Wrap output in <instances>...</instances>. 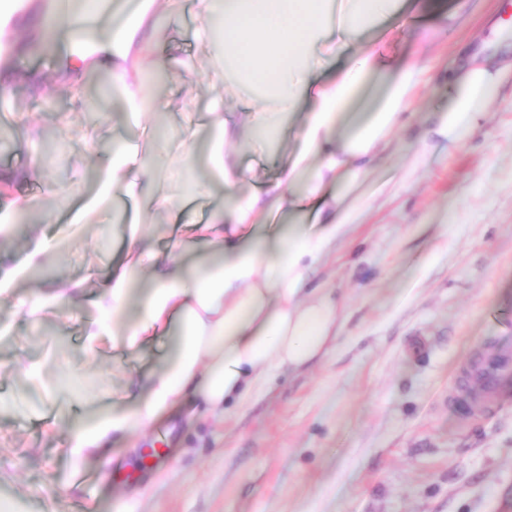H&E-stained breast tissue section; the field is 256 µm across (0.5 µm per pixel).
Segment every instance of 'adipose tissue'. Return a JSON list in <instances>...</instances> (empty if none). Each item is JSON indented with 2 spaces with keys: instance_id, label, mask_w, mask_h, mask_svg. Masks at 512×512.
<instances>
[{
  "instance_id": "adipose-tissue-1",
  "label": "adipose tissue",
  "mask_w": 512,
  "mask_h": 512,
  "mask_svg": "<svg viewBox=\"0 0 512 512\" xmlns=\"http://www.w3.org/2000/svg\"><path fill=\"white\" fill-rule=\"evenodd\" d=\"M162 3L138 0L134 13L116 27H105L88 51L63 57L61 74L80 72L91 62L108 70L122 91L125 111L141 119L149 75L129 68L127 60L143 46ZM197 3L206 20L203 38L211 36L210 20L221 19L224 73L243 76V89L254 95L241 119H234L232 104L208 112L209 166L221 174L225 188L235 187L245 172L231 161L226 144L246 133L263 141L272 114L301 113L294 156L278 181L236 198L231 208L214 207L204 223L193 226L191 239H177L171 252H139L140 226L130 224L131 261L112 271L93 302L97 316L85 330L87 357L95 359L102 338L113 348L132 349L161 328L174 333L176 351L164 370L147 378L133 408L101 414L69 434L66 446L77 459L143 431L184 396L199 398L207 409L228 411L260 395L274 370L307 367L327 354L338 336L341 304L331 291L305 282L354 223L349 192L389 149L415 83L414 66L386 75L373 54L348 53L356 33L395 16L402 0ZM330 67L335 79L319 83V73ZM498 76L484 60L456 74L448 108L436 113L430 136L458 140L471 133L494 98ZM331 184L338 187L332 195L326 192ZM151 193L139 151L114 147L95 202ZM305 198L316 202L311 228L242 242L240 226L298 210ZM193 243L208 249L215 261L185 273L176 253ZM144 274L152 286L129 324L125 308L131 285Z\"/></svg>"
}]
</instances>
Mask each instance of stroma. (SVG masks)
I'll return each instance as SVG.
<instances>
[{
	"mask_svg": "<svg viewBox=\"0 0 512 512\" xmlns=\"http://www.w3.org/2000/svg\"><path fill=\"white\" fill-rule=\"evenodd\" d=\"M43 0H17L0 31V54L18 58L0 78V118L18 126L0 142V168H29L43 156L44 178L0 196L35 197L39 209L15 217L0 249V271L13 265L32 231L65 234L62 254L48 255L11 295L0 299V512H512V382L505 402L482 409L450 400L454 374L476 353L512 345V0H406L400 14L362 35L388 70L415 64L417 74L392 144L361 179L353 198L365 206L355 224L308 278L341 300L335 346L311 367L277 373L267 394L227 414L185 402L98 460L74 459L71 429L93 414L129 408L145 377L161 371L170 338L146 337L138 350L99 343L85 357L86 323L100 282L127 257L126 220L139 209L137 245L168 250L204 222L209 210L277 179L283 149L244 141L226 150L249 172L233 191L204 162L210 129L204 114L231 90L211 43L201 41L193 0H169L140 53L142 67L169 56L182 80L158 72L151 87L163 105L149 115L168 157L147 159L156 192L178 198L181 216L149 198L106 204L113 220L89 211L114 141L143 147L140 127L121 110L112 79L88 67L104 91L99 114L85 112L56 78L75 40L55 33ZM500 61L493 102L474 130L423 145L428 118L448 101V79L473 54ZM40 73L41 92L25 74ZM75 186L68 201L45 180ZM82 280L83 299L31 320L34 289ZM40 365L41 382L25 370ZM87 386L68 405L56 392Z\"/></svg>",
	"mask_w": 512,
	"mask_h": 512,
	"instance_id": "stroma-1",
	"label": "stroma"
}]
</instances>
